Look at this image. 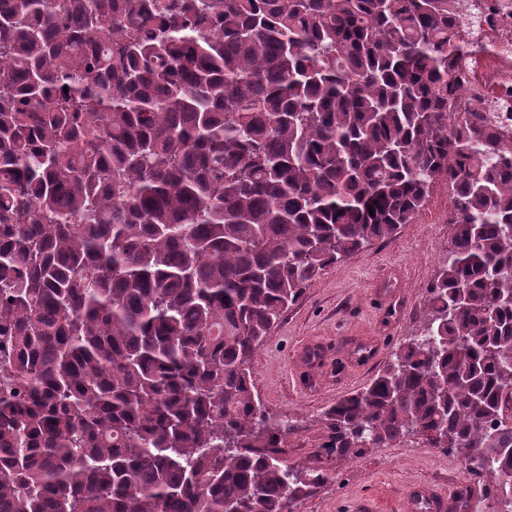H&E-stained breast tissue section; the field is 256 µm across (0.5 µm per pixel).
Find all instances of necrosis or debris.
Returning a JSON list of instances; mask_svg holds the SVG:
<instances>
[{
    "instance_id": "obj_1",
    "label": "necrosis or debris",
    "mask_w": 512,
    "mask_h": 512,
    "mask_svg": "<svg viewBox=\"0 0 512 512\" xmlns=\"http://www.w3.org/2000/svg\"><path fill=\"white\" fill-rule=\"evenodd\" d=\"M474 25L453 71L457 85L448 120L463 112L485 118L512 142V0H469Z\"/></svg>"
}]
</instances>
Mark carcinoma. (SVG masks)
Wrapping results in <instances>:
<instances>
[{
    "instance_id": "cac0c4a2",
    "label": "carcinoma",
    "mask_w": 512,
    "mask_h": 512,
    "mask_svg": "<svg viewBox=\"0 0 512 512\" xmlns=\"http://www.w3.org/2000/svg\"><path fill=\"white\" fill-rule=\"evenodd\" d=\"M459 0H0V512H295L322 459L417 439L512 481V143L448 130ZM68 91H63V87ZM418 329L321 414L252 362L439 179ZM375 215H370L368 208Z\"/></svg>"
}]
</instances>
